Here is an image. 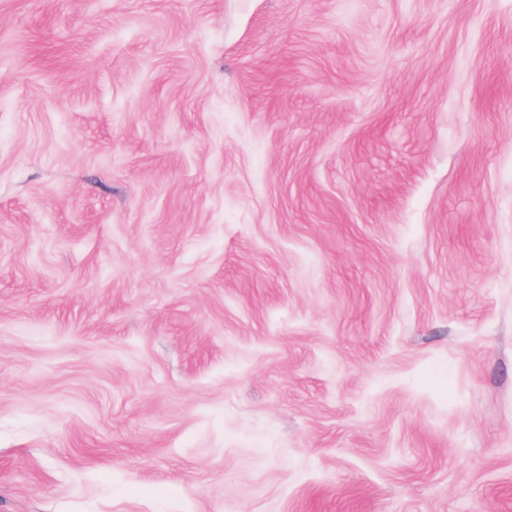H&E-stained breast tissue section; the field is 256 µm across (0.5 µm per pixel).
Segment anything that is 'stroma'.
Returning a JSON list of instances; mask_svg holds the SVG:
<instances>
[{"label": "stroma", "instance_id": "35a3bbf8", "mask_svg": "<svg viewBox=\"0 0 512 512\" xmlns=\"http://www.w3.org/2000/svg\"><path fill=\"white\" fill-rule=\"evenodd\" d=\"M0 512H512V0H0Z\"/></svg>", "mask_w": 512, "mask_h": 512}]
</instances>
